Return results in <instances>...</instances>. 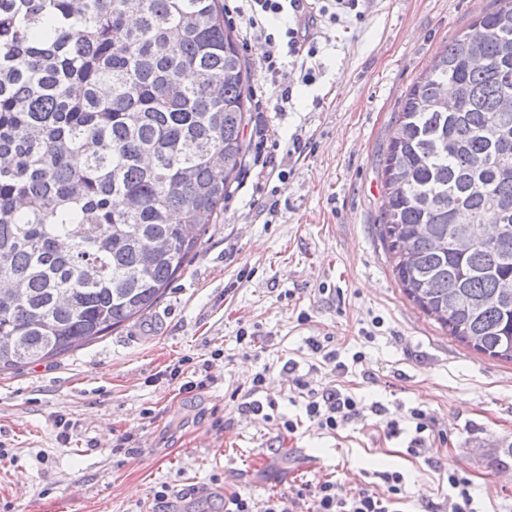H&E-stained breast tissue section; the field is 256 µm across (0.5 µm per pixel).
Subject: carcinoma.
Returning a JSON list of instances; mask_svg holds the SVG:
<instances>
[{"label":"carcinoma","instance_id":"obj_1","mask_svg":"<svg viewBox=\"0 0 512 512\" xmlns=\"http://www.w3.org/2000/svg\"><path fill=\"white\" fill-rule=\"evenodd\" d=\"M250 80L223 0H0V280L22 289L0 293V373L112 334L181 275L241 170ZM382 182L404 295L512 361V0L410 85Z\"/></svg>","mask_w":512,"mask_h":512}]
</instances>
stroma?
I'll use <instances>...</instances> for the list:
<instances>
[{"label": "stroma", "instance_id": "obj_1", "mask_svg": "<svg viewBox=\"0 0 512 512\" xmlns=\"http://www.w3.org/2000/svg\"><path fill=\"white\" fill-rule=\"evenodd\" d=\"M493 6L362 0V19L314 20L316 57L287 58L273 76L252 69L244 139L254 146L271 129L277 147L267 166L245 158L196 258L143 317L0 375V512H157L164 485L181 512H224L232 492L263 500L299 480L380 492L386 472L403 476L404 512H426L443 502L450 469L470 480L477 512H512V362L417 309L378 228L382 158L410 83ZM283 89L277 112L264 95ZM312 338L344 370L313 353ZM261 371L257 398L277 409L259 420L244 402ZM299 377L350 393L359 418L288 434L284 417L304 414ZM380 406L424 410L425 453L407 455L412 429L385 436Z\"/></svg>", "mask_w": 512, "mask_h": 512}]
</instances>
